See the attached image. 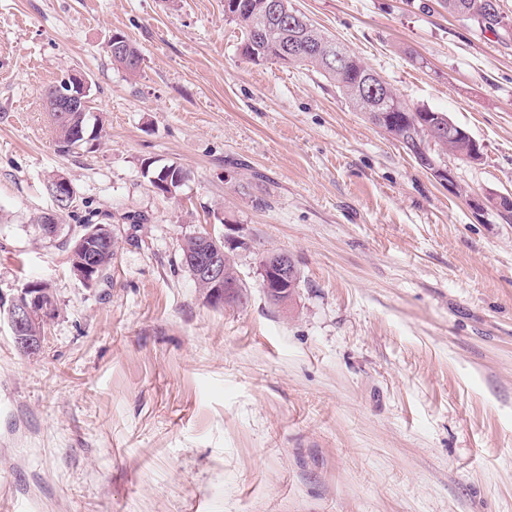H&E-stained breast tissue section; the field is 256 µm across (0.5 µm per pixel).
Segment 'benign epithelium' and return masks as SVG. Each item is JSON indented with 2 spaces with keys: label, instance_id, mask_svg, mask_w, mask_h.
Wrapping results in <instances>:
<instances>
[{
  "label": "benign epithelium",
  "instance_id": "7a95c632",
  "mask_svg": "<svg viewBox=\"0 0 512 512\" xmlns=\"http://www.w3.org/2000/svg\"><path fill=\"white\" fill-rule=\"evenodd\" d=\"M70 79L72 86L69 92L53 100V108L58 112L88 108V79L80 74H73ZM101 228L103 225H96L77 242L85 259L75 276L85 284L95 282L100 246L109 241V235L97 233ZM192 237L200 241L202 250L192 259L191 271L193 277L204 284L206 302L213 306H235L245 301L242 280L224 275V259L229 257L228 249L238 244L236 237L226 234L217 236L207 230L196 231ZM259 275L260 283L266 291L279 296L281 305H288V284L299 283V272L292 256L286 251L270 253L262 261ZM46 296L47 291L43 290L42 285L25 284L18 294L20 301L14 304L12 316L8 320L17 349L32 356L41 353L45 334L29 335L25 330L28 323L38 317L46 322L51 321L54 305L46 302Z\"/></svg>",
  "mask_w": 512,
  "mask_h": 512
}]
</instances>
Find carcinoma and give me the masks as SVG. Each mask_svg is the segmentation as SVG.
<instances>
[{
  "instance_id": "carcinoma-1",
  "label": "carcinoma",
  "mask_w": 512,
  "mask_h": 512,
  "mask_svg": "<svg viewBox=\"0 0 512 512\" xmlns=\"http://www.w3.org/2000/svg\"><path fill=\"white\" fill-rule=\"evenodd\" d=\"M441 3L448 13L471 20L485 30L505 35L512 33V19L499 7L489 12V0H441ZM224 13L242 24L241 50L249 60L312 68L334 81L339 91L360 111L368 115L374 111L382 113L384 120L380 126L410 155L427 154L439 160L441 154L448 152L461 160L470 159L471 143L457 130L443 142L431 141L427 125L450 123L445 113L429 109L413 111L393 91L385 101L360 95L359 89L368 80L371 70L352 54L335 62L336 42L295 10L291 0H224ZM50 116L59 152L69 154L83 146L85 138L78 137V128L86 127L87 118L82 113L67 112L60 116L52 110Z\"/></svg>"
}]
</instances>
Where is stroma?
<instances>
[{
	"label": "stroma",
	"instance_id": "obj_1",
	"mask_svg": "<svg viewBox=\"0 0 512 512\" xmlns=\"http://www.w3.org/2000/svg\"><path fill=\"white\" fill-rule=\"evenodd\" d=\"M292 3L481 160L440 183L334 82L246 59L224 0H0V301L38 280L59 310L35 357L0 310V512H512V223L468 204L512 190V39L437 0ZM74 72L100 135L63 155L46 94ZM57 177L77 207L49 241ZM91 211L116 245L88 286ZM205 225L243 243L244 306L179 262ZM274 250L302 274L285 308ZM260 283L270 294L279 296L282 306L288 305V284L298 285L299 272L286 251L270 253L260 265ZM301 285V283H299ZM299 285V287H300ZM298 287V288H299ZM277 289V290H274Z\"/></svg>",
	"mask_w": 512,
	"mask_h": 512
}]
</instances>
